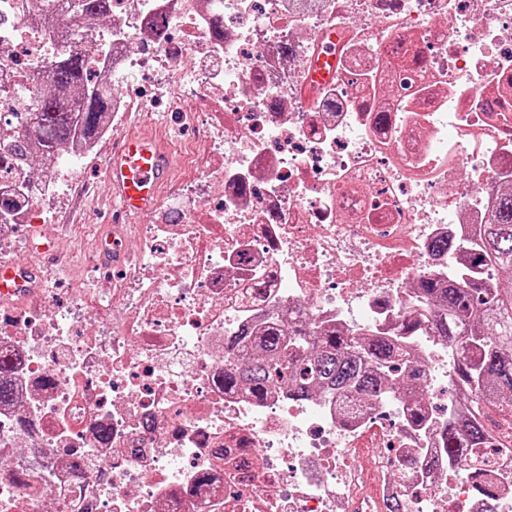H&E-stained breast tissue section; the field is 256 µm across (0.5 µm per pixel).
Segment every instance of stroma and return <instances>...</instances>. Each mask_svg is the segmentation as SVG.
<instances>
[{
    "label": "stroma",
    "mask_w": 512,
    "mask_h": 512,
    "mask_svg": "<svg viewBox=\"0 0 512 512\" xmlns=\"http://www.w3.org/2000/svg\"><path fill=\"white\" fill-rule=\"evenodd\" d=\"M142 127L160 129L174 150L177 171L164 193L165 199L174 198L183 185L209 167L210 160L202 153V131L183 130L176 126L172 113L161 111L156 103L138 99L120 130L125 133ZM112 145V140H102L97 152L75 161L76 185L53 199L50 223L25 224L16 230L14 260L35 261V254L30 251V238L39 233L51 237L53 248H68L65 264L53 267L47 281L48 287L54 288L58 295H66L72 288L95 285L93 264L99 259L95 235L110 224L104 160Z\"/></svg>",
    "instance_id": "stroma-1"
}]
</instances>
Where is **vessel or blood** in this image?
Listing matches in <instances>:
<instances>
[{"mask_svg": "<svg viewBox=\"0 0 512 512\" xmlns=\"http://www.w3.org/2000/svg\"><path fill=\"white\" fill-rule=\"evenodd\" d=\"M172 172V158L156 135L140 132L123 138L105 160L114 223L152 213ZM47 276L42 268L25 263L1 264L0 297L22 294L25 288ZM391 495L389 487L369 484L351 512H388Z\"/></svg>", "mask_w": 512, "mask_h": 512, "instance_id": "vessel-or-blood-1", "label": "vessel or blood"}]
</instances>
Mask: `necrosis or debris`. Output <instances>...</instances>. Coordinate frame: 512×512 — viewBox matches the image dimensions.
I'll list each match as a JSON object with an SVG mask.
<instances>
[{
	"label": "necrosis or debris",
	"mask_w": 512,
	"mask_h": 512,
	"mask_svg": "<svg viewBox=\"0 0 512 512\" xmlns=\"http://www.w3.org/2000/svg\"><path fill=\"white\" fill-rule=\"evenodd\" d=\"M29 7L0 0V113L52 52ZM112 23L114 78L184 89L167 108L213 164L136 225L123 281L0 307V512H348L354 448L383 477L435 460L402 512H480L402 400L227 390L224 339L273 312L386 329L427 314L424 280L469 279L458 250L512 184V0H112ZM411 347L429 414L461 412L447 343Z\"/></svg>",
	"instance_id": "4bbe7bcc"
}]
</instances>
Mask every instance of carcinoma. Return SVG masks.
I'll return each instance as SVG.
<instances>
[{
    "mask_svg": "<svg viewBox=\"0 0 512 512\" xmlns=\"http://www.w3.org/2000/svg\"><path fill=\"white\" fill-rule=\"evenodd\" d=\"M110 0H35L32 20L52 35L55 52L32 77L29 110L13 117L18 130L0 128V164L50 165L65 150L87 147L112 112V69L86 50L83 30L60 26L69 8L92 21L112 22ZM25 196L23 185L0 187V225L8 224ZM474 266L488 265L499 279L443 286L429 281L423 296L438 310L430 329L457 350L456 387L466 412L442 424V453L448 464L467 465V477L484 499L481 512H502L498 488L483 478L479 448H496L512 456V191L498 194L488 223L480 225ZM250 339L229 341L237 352L224 386L249 387L262 396L278 385L293 386L297 398L306 385L321 384L340 398H385L398 392L408 401V419L416 426L430 421L423 404L425 372L406 336L358 340L336 328L310 324L282 328L271 315Z\"/></svg>",
    "mask_w": 512,
    "mask_h": 512,
    "instance_id": "cac0c4a2",
    "label": "carcinoma"
}]
</instances>
